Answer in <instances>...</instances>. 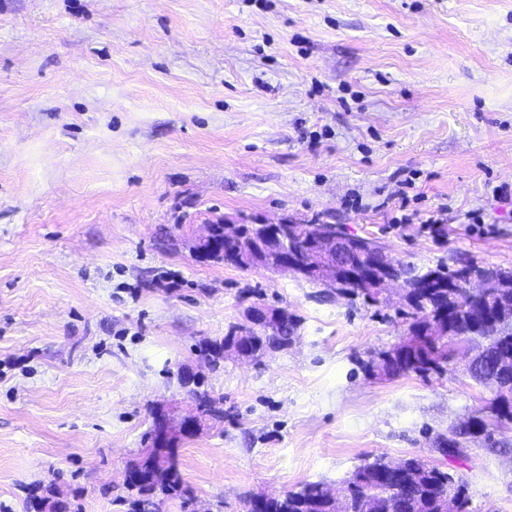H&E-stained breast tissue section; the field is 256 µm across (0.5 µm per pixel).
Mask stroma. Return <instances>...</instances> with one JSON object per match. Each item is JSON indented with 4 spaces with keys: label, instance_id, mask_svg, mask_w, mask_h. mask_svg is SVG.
I'll list each match as a JSON object with an SVG mask.
<instances>
[{
    "label": "stroma",
    "instance_id": "1",
    "mask_svg": "<svg viewBox=\"0 0 512 512\" xmlns=\"http://www.w3.org/2000/svg\"><path fill=\"white\" fill-rule=\"evenodd\" d=\"M512 0H0V512L79 490L129 512L151 409L246 302L302 319L260 363L221 360L224 420L181 440L197 512L419 457L512 512V428L458 361L365 369L403 342L367 305L196 257L224 219L344 225L419 266L512 268ZM410 222H402V215ZM438 217L444 234L426 223ZM482 416L507 448L438 451ZM36 492L32 495L30 507L37 509L40 505H47L48 503L60 502L62 506L56 511L61 512H72L69 509H73V512H79L78 508H74V504L69 501L61 499V494L56 490V487L50 483L48 485H40L36 488ZM38 492H41L39 495Z\"/></svg>",
    "mask_w": 512,
    "mask_h": 512
}]
</instances>
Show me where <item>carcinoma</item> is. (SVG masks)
I'll return each instance as SVG.
<instances>
[{
  "mask_svg": "<svg viewBox=\"0 0 512 512\" xmlns=\"http://www.w3.org/2000/svg\"><path fill=\"white\" fill-rule=\"evenodd\" d=\"M397 271L404 278L405 296L410 298L411 325L414 343L399 344L378 355L386 364L388 374L415 373L426 376L440 373L448 365L457 343L468 344L484 355L466 373L473 381L495 392L491 409L502 425L512 423V398L499 393L500 387L512 383V269L484 268L474 264L450 270L444 264L418 268L400 259ZM473 277H489L495 287L482 296H472L463 283ZM343 293L367 304L379 303L377 293L357 281L344 280ZM301 319L288 313L286 321L270 333L253 336L251 347L256 360L263 359L269 349H286L299 337ZM200 414L224 420L221 399L209 391L195 389L192 393ZM488 435L487 423L477 415L468 417L463 426L448 430V438L440 443L461 448V440ZM166 478L156 487L154 482L141 481L127 487L132 512H145L153 501L172 496H190L182 485L177 449L164 453ZM403 474L395 479L385 467V458L357 467L349 476L347 494L341 505L326 495L323 481L307 482L297 490L280 497L264 499L263 512H442L443 494L453 490L458 501L457 512H465L468 488L462 477L430 465L417 457L403 459ZM59 502V512H79L74 504L61 499L53 484L40 485L32 495L33 509Z\"/></svg>",
  "mask_w": 512,
  "mask_h": 512,
  "instance_id": "obj_1",
  "label": "carcinoma"
}]
</instances>
